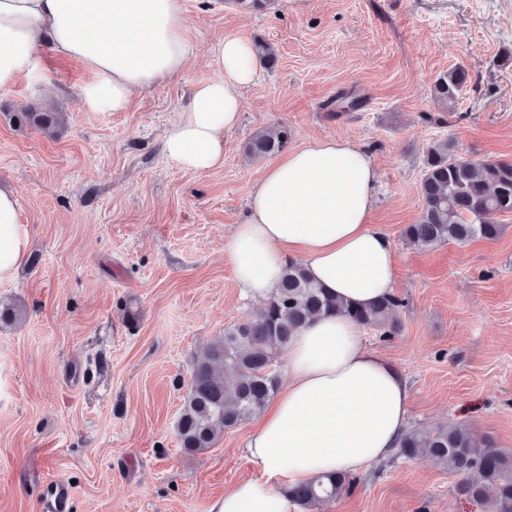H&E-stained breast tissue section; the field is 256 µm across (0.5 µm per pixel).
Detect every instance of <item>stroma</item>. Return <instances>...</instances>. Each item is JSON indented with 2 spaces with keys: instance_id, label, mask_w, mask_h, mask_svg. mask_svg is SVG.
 <instances>
[{
  "instance_id": "35a3bbf8",
  "label": "stroma",
  "mask_w": 512,
  "mask_h": 512,
  "mask_svg": "<svg viewBox=\"0 0 512 512\" xmlns=\"http://www.w3.org/2000/svg\"><path fill=\"white\" fill-rule=\"evenodd\" d=\"M195 49L181 72L109 112L78 89L77 60L47 59L40 92L20 78L0 93V184L12 188L29 250L0 301V512H40L46 485L69 482L70 512H209L216 496L260 476L245 421L203 454L175 423L195 358L226 327L260 316L226 247L270 157L250 138L287 122L291 148L342 138L378 170L370 219L398 258L396 334L363 329L410 388V429L454 423L512 453V215L493 241L427 250L402 237L422 208L423 156L448 141L473 159L512 161V0H183ZM276 50L244 90L224 163L185 170L165 140L194 88L219 73V43ZM465 66L455 108L436 78ZM349 91L367 104L332 112ZM65 115L53 133L4 118L25 105ZM317 512H485L429 458L394 454L354 476Z\"/></svg>"
}]
</instances>
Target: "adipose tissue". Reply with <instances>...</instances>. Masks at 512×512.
<instances>
[{
  "label": "adipose tissue",
  "instance_id": "obj_1",
  "mask_svg": "<svg viewBox=\"0 0 512 512\" xmlns=\"http://www.w3.org/2000/svg\"><path fill=\"white\" fill-rule=\"evenodd\" d=\"M193 50L182 0H0V91L39 80L42 56L81 61L79 91L92 107L119 112L141 91L179 72ZM221 73L199 84L190 112L166 140L187 170L224 162V133L236 126L252 83L249 40L221 43ZM378 173L349 141L316 139L267 167L228 244L237 285L267 299L300 260L308 276L344 302L367 306L393 295L395 249L369 222ZM27 231L15 193L0 187V282L24 261ZM287 387L245 441L261 469L213 501L210 512H299L291 486L316 475L357 473L390 455L405 432L410 392L402 372L366 349L343 314L311 319L292 336Z\"/></svg>",
  "mask_w": 512,
  "mask_h": 512
}]
</instances>
